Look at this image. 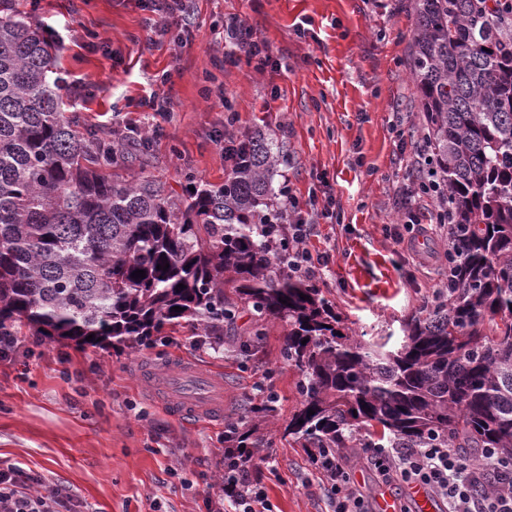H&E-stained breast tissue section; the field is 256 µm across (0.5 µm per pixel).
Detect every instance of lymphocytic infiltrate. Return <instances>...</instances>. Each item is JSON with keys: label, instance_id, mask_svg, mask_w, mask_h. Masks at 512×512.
Masks as SVG:
<instances>
[{"label": "lymphocytic infiltrate", "instance_id": "lymphocytic-infiltrate-1", "mask_svg": "<svg viewBox=\"0 0 512 512\" xmlns=\"http://www.w3.org/2000/svg\"><path fill=\"white\" fill-rule=\"evenodd\" d=\"M428 142L416 143L411 186L405 188L401 205L417 235L428 232L419 216L418 199L434 195L428 181L426 164ZM284 204L274 223L287 229L292 250L282 263L289 273L315 277L327 265V257L308 247L316 226L302 215L289 186H281ZM367 465L385 482L406 486L420 485L442 500L446 512H512V458L484 448L479 459H471L459 448H367ZM320 482L330 492L332 512H370L358 492L352 471L343 454L327 459L319 470ZM232 483L235 495L229 496L230 512H271L265 491L255 483L249 465L235 470ZM0 512H82L69 487L45 485L43 478L18 465L0 468Z\"/></svg>", "mask_w": 512, "mask_h": 512}]
</instances>
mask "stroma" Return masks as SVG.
<instances>
[{"label": "stroma", "mask_w": 512, "mask_h": 512, "mask_svg": "<svg viewBox=\"0 0 512 512\" xmlns=\"http://www.w3.org/2000/svg\"><path fill=\"white\" fill-rule=\"evenodd\" d=\"M20 2L61 35L57 65L86 86L78 103L85 131L163 128L132 175L177 189L223 184L231 167L221 135L263 129L280 148L275 183L289 181L302 208L329 196L341 206L340 221L319 220L310 241L328 256L314 285L365 339L401 340L448 270L445 230L430 232L417 252L386 230L402 221L399 189L426 124L411 73L412 0H193L187 41L179 26L148 28L140 0ZM232 17L269 45L265 71L225 41ZM201 340L186 320L167 342L132 354L43 342L0 360V467L17 464L69 486L89 512H209L224 424L256 401L254 383H275L281 426L302 398L280 328L247 355L229 330L211 345ZM175 357L222 374L223 420L188 425L152 397L139 368L160 371ZM253 465L273 512H327L298 444L274 437ZM354 465L370 504L388 496L411 505L406 486L382 483L362 460Z\"/></svg>", "instance_id": "obj_1"}]
</instances>
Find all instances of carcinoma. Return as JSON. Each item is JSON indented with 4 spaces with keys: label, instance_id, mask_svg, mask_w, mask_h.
I'll return each mask as SVG.
<instances>
[{
    "label": "carcinoma",
    "instance_id": "cac0c4a2",
    "mask_svg": "<svg viewBox=\"0 0 512 512\" xmlns=\"http://www.w3.org/2000/svg\"><path fill=\"white\" fill-rule=\"evenodd\" d=\"M413 9L427 170L454 225L450 286L387 349L353 334L320 289L270 259L288 239L260 223L280 196L265 133L247 137L246 162L219 186L179 194L120 176L137 155L80 131L53 43L15 0H0V334L26 327L135 352L184 319L222 336L247 308L243 335L282 327L302 395L283 437L311 463L373 444L512 457V0H414ZM137 270L146 277L133 278ZM274 412L262 399L245 412L249 426L227 424L225 462L271 447L260 423Z\"/></svg>",
    "mask_w": 512,
    "mask_h": 512
}]
</instances>
